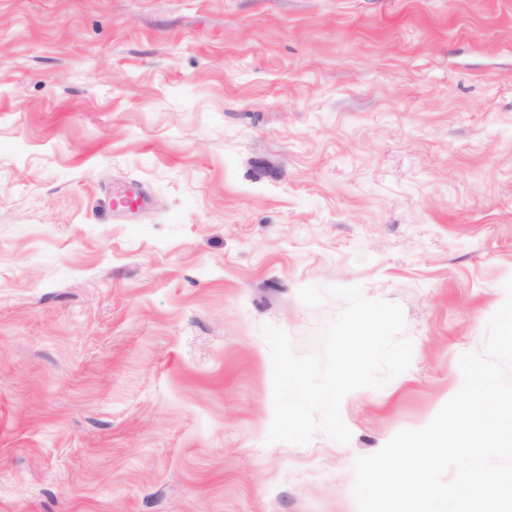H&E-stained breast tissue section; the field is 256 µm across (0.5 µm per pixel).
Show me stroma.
Returning a JSON list of instances; mask_svg holds the SVG:
<instances>
[{
    "mask_svg": "<svg viewBox=\"0 0 512 512\" xmlns=\"http://www.w3.org/2000/svg\"><path fill=\"white\" fill-rule=\"evenodd\" d=\"M511 277L512 0H0V512H357ZM354 285L410 367L267 443Z\"/></svg>",
    "mask_w": 512,
    "mask_h": 512,
    "instance_id": "stroma-1",
    "label": "stroma"
}]
</instances>
